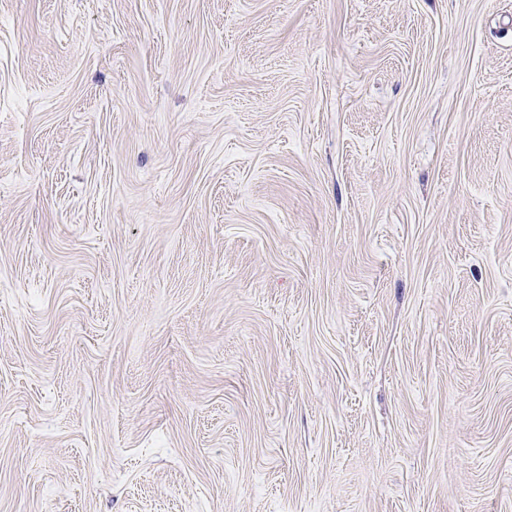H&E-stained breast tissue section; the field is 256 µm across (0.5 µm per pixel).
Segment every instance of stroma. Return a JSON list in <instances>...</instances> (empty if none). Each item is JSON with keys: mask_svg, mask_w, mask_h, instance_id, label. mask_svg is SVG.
I'll list each match as a JSON object with an SVG mask.
<instances>
[{"mask_svg": "<svg viewBox=\"0 0 512 512\" xmlns=\"http://www.w3.org/2000/svg\"><path fill=\"white\" fill-rule=\"evenodd\" d=\"M0 512H512V0H0Z\"/></svg>", "mask_w": 512, "mask_h": 512, "instance_id": "obj_1", "label": "stroma"}]
</instances>
